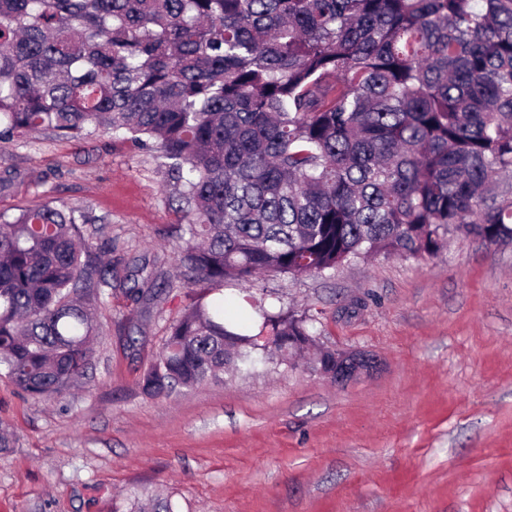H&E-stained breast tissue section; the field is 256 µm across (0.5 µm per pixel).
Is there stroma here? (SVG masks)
I'll list each match as a JSON object with an SVG mask.
<instances>
[{"label":"stroma","instance_id":"obj_1","mask_svg":"<svg viewBox=\"0 0 512 512\" xmlns=\"http://www.w3.org/2000/svg\"><path fill=\"white\" fill-rule=\"evenodd\" d=\"M0 212L46 200L90 212L93 244L129 273L174 278L141 308L98 310L85 378L60 398L0 375V512H112L133 494L174 512H512V243L451 240L431 258L355 259L326 276H268L322 346L368 355L344 385L307 366L223 375L171 395L140 379L188 302L181 215L156 152L109 134L0 143Z\"/></svg>","mask_w":512,"mask_h":512}]
</instances>
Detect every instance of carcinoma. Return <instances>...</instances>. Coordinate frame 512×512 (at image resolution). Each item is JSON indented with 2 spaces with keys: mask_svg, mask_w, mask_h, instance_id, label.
Returning a JSON list of instances; mask_svg holds the SVG:
<instances>
[{
  "mask_svg": "<svg viewBox=\"0 0 512 512\" xmlns=\"http://www.w3.org/2000/svg\"><path fill=\"white\" fill-rule=\"evenodd\" d=\"M111 131L162 159L190 296L140 387L288 365L316 319L273 312L261 276L512 242V0H0V141ZM52 201L0 214V372L77 384L112 259ZM231 280L258 331L228 318ZM169 285L125 289L139 306Z\"/></svg>",
  "mask_w": 512,
  "mask_h": 512,
  "instance_id": "obj_1",
  "label": "carcinoma"
}]
</instances>
